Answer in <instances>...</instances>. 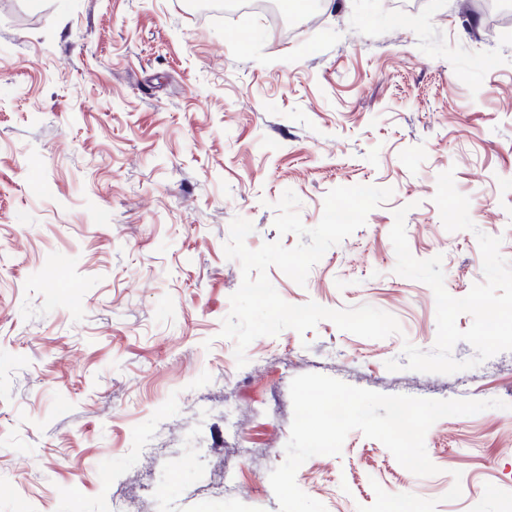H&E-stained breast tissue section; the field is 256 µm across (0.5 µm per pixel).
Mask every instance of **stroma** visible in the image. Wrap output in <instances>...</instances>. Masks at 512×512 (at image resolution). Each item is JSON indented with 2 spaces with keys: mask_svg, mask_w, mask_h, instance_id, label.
I'll return each instance as SVG.
<instances>
[{
  "mask_svg": "<svg viewBox=\"0 0 512 512\" xmlns=\"http://www.w3.org/2000/svg\"><path fill=\"white\" fill-rule=\"evenodd\" d=\"M479 3L327 0L290 32L190 0H0V512H279L269 475L305 373L505 403L437 421L427 477L352 431L296 473L327 512H512V351L450 375L385 367L437 335L432 289L394 272L397 209L453 297L484 280L477 233L512 262V23ZM449 169L474 230L442 224ZM354 185L393 195L305 285L267 276L288 303L370 305L400 333L324 320L238 366L220 335L242 281L232 220L250 249L291 248L282 193L311 228Z\"/></svg>",
  "mask_w": 512,
  "mask_h": 512,
  "instance_id": "35a3bbf8",
  "label": "stroma"
}]
</instances>
